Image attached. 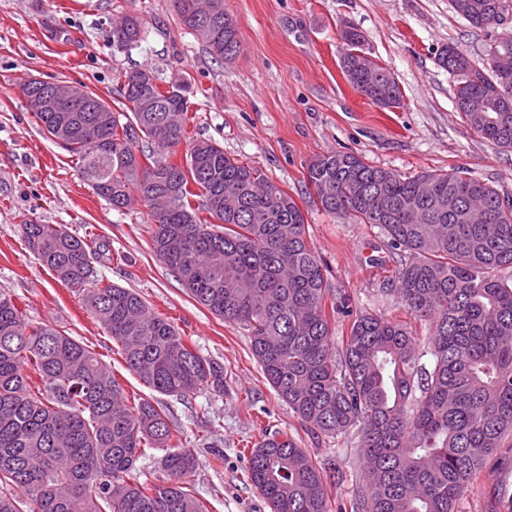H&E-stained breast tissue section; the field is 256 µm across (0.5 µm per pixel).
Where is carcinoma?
<instances>
[{"label": "carcinoma", "mask_w": 512, "mask_h": 512, "mask_svg": "<svg viewBox=\"0 0 512 512\" xmlns=\"http://www.w3.org/2000/svg\"><path fill=\"white\" fill-rule=\"evenodd\" d=\"M209 0H174L196 33ZM219 11L200 34L225 62L240 51L237 22ZM501 0H451L476 28L502 24ZM144 18L112 21V45L132 50ZM341 68L351 87L384 110L402 107L385 67L361 56L363 35L341 31ZM454 102L482 138L512 151V74L502 77L452 45L438 55ZM112 105L87 92L91 112H33L77 158L81 178L123 209L148 207L151 248L190 297L247 332L252 355L277 396L316 437L355 444L363 483L332 507L324 467L286 432L263 431L247 479L270 512H458L476 477L512 447V202L466 172L402 177L353 152L328 151L306 169L322 209L387 238L394 262L381 300L401 304L425 333L357 314L348 336L331 318L349 312L342 289L310 248L295 200L262 169L190 134L193 91L149 69L115 76ZM491 93L494 110L467 102ZM186 146L185 164L170 161ZM27 249L81 297L112 337L127 369L180 401L224 394V366L202 356L131 288L94 271V253L61 224L20 225ZM162 404H130L93 348L53 325L31 326L0 293V512H209L188 485L197 449ZM153 450L169 481L132 476Z\"/></svg>", "instance_id": "1"}]
</instances>
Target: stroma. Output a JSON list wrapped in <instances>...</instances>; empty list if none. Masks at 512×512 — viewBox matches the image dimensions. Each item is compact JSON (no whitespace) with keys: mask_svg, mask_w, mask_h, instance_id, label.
Wrapping results in <instances>:
<instances>
[{"mask_svg":"<svg viewBox=\"0 0 512 512\" xmlns=\"http://www.w3.org/2000/svg\"><path fill=\"white\" fill-rule=\"evenodd\" d=\"M240 25L241 49L214 59L178 21L173 0H0V291L13 295L27 322L52 324L90 345L112 367L126 395L151 389L126 368L111 336L79 297L55 279L21 241L20 224H62L96 249L98 276L135 289L167 317L201 355L224 367V394L202 393L189 405L163 402L187 430L199 464L189 483L210 512H269L245 483L251 449L264 427L291 432L320 466L331 503L349 498L360 473L353 444L315 439L280 401L254 360L243 329L196 303L154 255L147 209H114L83 181L76 159L36 124L20 86L29 77L115 90L116 72L152 68L165 81L189 77L194 96L189 129L258 166L293 196L305 214L310 245L327 267L331 287L345 289L354 310L410 322L399 304L376 294L392 262L378 228L324 212L306 184V167L330 150L357 153L373 166L410 177L426 170L464 171L512 200V151L482 139L461 118L454 86L440 67L442 46L482 60L494 38L512 34V19L489 30L472 27L450 0H224ZM137 12L149 22L140 48H113V19ZM356 27L364 52L397 79L403 105H372L340 69L341 25ZM222 423L195 427L196 405ZM223 451L216 465L214 451ZM512 492V448L489 460L458 504L482 512L496 486Z\"/></svg>","mask_w":512,"mask_h":512,"instance_id":"obj_1","label":"stroma"}]
</instances>
